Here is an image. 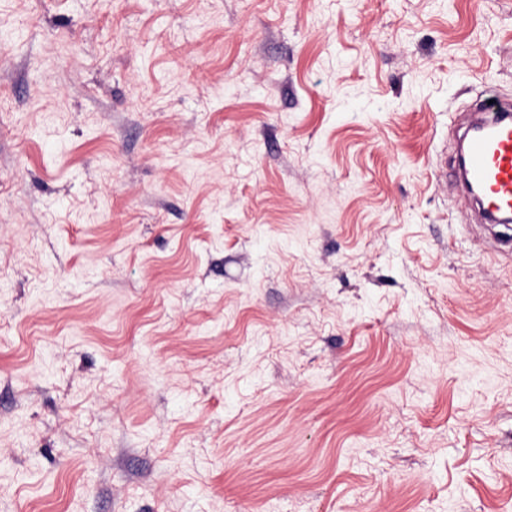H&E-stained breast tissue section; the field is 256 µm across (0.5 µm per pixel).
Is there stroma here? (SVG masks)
<instances>
[{
    "label": "stroma",
    "mask_w": 512,
    "mask_h": 512,
    "mask_svg": "<svg viewBox=\"0 0 512 512\" xmlns=\"http://www.w3.org/2000/svg\"><path fill=\"white\" fill-rule=\"evenodd\" d=\"M483 92L512 0H0V512H512Z\"/></svg>",
    "instance_id": "obj_1"
}]
</instances>
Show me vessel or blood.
<instances>
[{"label": "vessel or blood", "mask_w": 512, "mask_h": 512, "mask_svg": "<svg viewBox=\"0 0 512 512\" xmlns=\"http://www.w3.org/2000/svg\"><path fill=\"white\" fill-rule=\"evenodd\" d=\"M483 117L463 137L457 172L481 191L483 216L512 213V106L481 102Z\"/></svg>", "instance_id": "b4317fda"}]
</instances>
